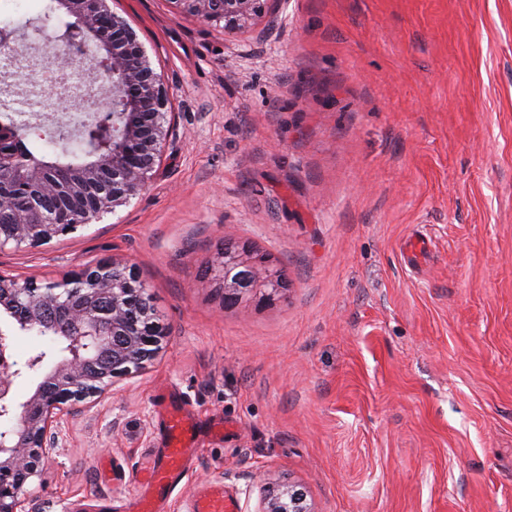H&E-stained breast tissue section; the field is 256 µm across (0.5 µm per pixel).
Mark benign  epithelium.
Wrapping results in <instances>:
<instances>
[{
	"label": "benign epithelium",
	"mask_w": 512,
	"mask_h": 512,
	"mask_svg": "<svg viewBox=\"0 0 512 512\" xmlns=\"http://www.w3.org/2000/svg\"><path fill=\"white\" fill-rule=\"evenodd\" d=\"M110 0H62L74 18L54 47V69L65 73L76 61L69 47L94 39L103 53L83 69L90 85L108 83L96 106L120 108L112 133L93 142L98 160L65 169L23 150H0V251L24 249L68 235L100 220L146 189L158 170L172 124L170 95L152 68L143 42L112 11ZM177 12L229 35L261 17L268 0H169ZM224 273V303L254 290H279L264 265L230 251L218 257ZM144 285L134 268L113 257L83 268L61 282L39 284L0 270V512H29L25 486L58 449L64 418L123 379L131 378L163 348L165 332L143 304ZM65 314L69 350L46 368L23 402L15 381L45 355L19 362L16 332L45 333ZM22 414L21 428L12 424ZM258 512H314L304 489L282 483L266 490Z\"/></svg>",
	"instance_id": "1"
}]
</instances>
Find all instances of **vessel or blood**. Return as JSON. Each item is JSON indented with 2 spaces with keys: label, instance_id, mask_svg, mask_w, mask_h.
<instances>
[{
  "label": "vessel or blood",
  "instance_id": "1",
  "mask_svg": "<svg viewBox=\"0 0 512 512\" xmlns=\"http://www.w3.org/2000/svg\"><path fill=\"white\" fill-rule=\"evenodd\" d=\"M161 428L165 446L148 472L146 494L135 502L137 512H156L159 502L168 498L196 452L194 420L182 408L165 406ZM191 512H234V507L226 500L222 488L211 487L195 499Z\"/></svg>",
  "mask_w": 512,
  "mask_h": 512
}]
</instances>
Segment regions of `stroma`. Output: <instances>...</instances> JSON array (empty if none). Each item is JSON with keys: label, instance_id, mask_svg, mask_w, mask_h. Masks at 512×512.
<instances>
[{"label": "stroma", "instance_id": "35a3bbf8", "mask_svg": "<svg viewBox=\"0 0 512 512\" xmlns=\"http://www.w3.org/2000/svg\"><path fill=\"white\" fill-rule=\"evenodd\" d=\"M51 0L0 12L36 44ZM169 90L154 179L0 268L40 283L133 265L167 337L69 416L32 512H136L177 395L199 446L163 512L294 482L314 512H512V0H274L233 35L112 0ZM278 96H271V86ZM286 274L224 303L218 253Z\"/></svg>", "mask_w": 512, "mask_h": 512}]
</instances>
